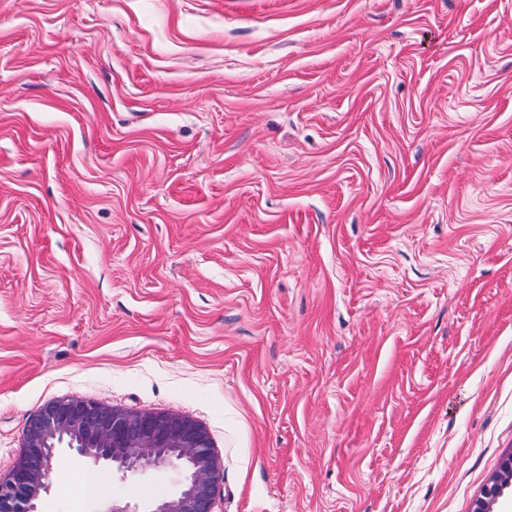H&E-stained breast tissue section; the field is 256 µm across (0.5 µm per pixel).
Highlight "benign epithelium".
I'll return each instance as SVG.
<instances>
[{
  "label": "benign epithelium",
  "instance_id": "benign-epithelium-1",
  "mask_svg": "<svg viewBox=\"0 0 512 512\" xmlns=\"http://www.w3.org/2000/svg\"><path fill=\"white\" fill-rule=\"evenodd\" d=\"M62 445L121 474L176 472L174 495L156 499L142 511L114 503L107 512H213L223 488V469L208 431L199 422L183 415L126 410L72 396L46 403L29 421L22 453L11 471L0 476V512H40L56 451ZM501 470L503 476L484 490L474 512H489V504L512 487V456Z\"/></svg>",
  "mask_w": 512,
  "mask_h": 512
}]
</instances>
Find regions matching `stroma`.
I'll list each match as a JSON object with an SVG mask.
<instances>
[{
  "instance_id": "stroma-1",
  "label": "stroma",
  "mask_w": 512,
  "mask_h": 512,
  "mask_svg": "<svg viewBox=\"0 0 512 512\" xmlns=\"http://www.w3.org/2000/svg\"><path fill=\"white\" fill-rule=\"evenodd\" d=\"M74 395L204 425L214 512H473L512 456V0H0V475ZM51 482L177 488L65 448Z\"/></svg>"
}]
</instances>
